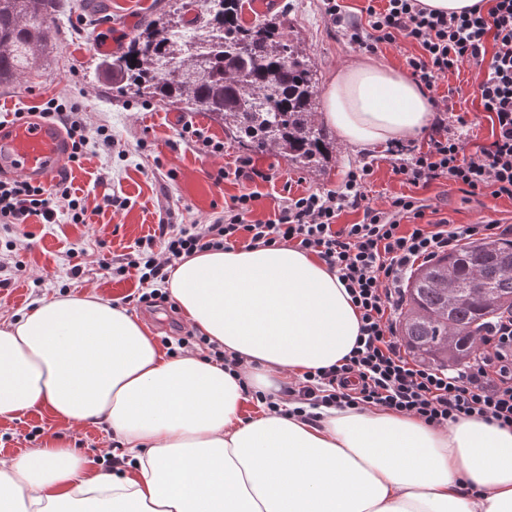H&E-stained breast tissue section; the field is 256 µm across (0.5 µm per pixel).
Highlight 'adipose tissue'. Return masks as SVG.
<instances>
[{"label":"adipose tissue","mask_w":512,"mask_h":512,"mask_svg":"<svg viewBox=\"0 0 512 512\" xmlns=\"http://www.w3.org/2000/svg\"><path fill=\"white\" fill-rule=\"evenodd\" d=\"M431 114L426 89L365 57L332 77L321 118L367 149L414 136ZM165 287L245 370L165 356L92 291L0 321V418L41 408L93 421L127 450L119 474L59 439L0 459V512H512V430L482 419L432 427L331 406L314 421L243 419L246 390L279 394L354 345L357 311L316 255L286 244L199 252Z\"/></svg>","instance_id":"obj_1"}]
</instances>
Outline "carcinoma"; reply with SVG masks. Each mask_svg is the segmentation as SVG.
Returning <instances> with one entry per match:
<instances>
[{
  "label": "carcinoma",
  "mask_w": 512,
  "mask_h": 512,
  "mask_svg": "<svg viewBox=\"0 0 512 512\" xmlns=\"http://www.w3.org/2000/svg\"><path fill=\"white\" fill-rule=\"evenodd\" d=\"M65 9V0H0L1 85L37 70ZM242 9V0H183L174 16L147 21L125 49L105 59V74L123 92L213 117L254 153L276 151L319 172L331 142L315 119L314 63L285 21L248 23ZM450 273L458 289L452 299L438 286ZM472 288L498 302L471 296ZM509 304L512 244L463 246L411 276L401 335L419 360L459 364L476 353V333Z\"/></svg>",
  "instance_id": "cac0c4a2"
}]
</instances>
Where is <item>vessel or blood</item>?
I'll use <instances>...</instances> for the list:
<instances>
[{
  "instance_id": "obj_1",
  "label": "vessel or blood",
  "mask_w": 512,
  "mask_h": 512,
  "mask_svg": "<svg viewBox=\"0 0 512 512\" xmlns=\"http://www.w3.org/2000/svg\"><path fill=\"white\" fill-rule=\"evenodd\" d=\"M69 152L64 132L39 116L0 125V174L46 183L65 173Z\"/></svg>"
}]
</instances>
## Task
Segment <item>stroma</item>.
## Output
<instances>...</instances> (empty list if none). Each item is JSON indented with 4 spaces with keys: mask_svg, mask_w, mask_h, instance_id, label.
Returning <instances> with one entry per match:
<instances>
[{
    "mask_svg": "<svg viewBox=\"0 0 512 512\" xmlns=\"http://www.w3.org/2000/svg\"><path fill=\"white\" fill-rule=\"evenodd\" d=\"M168 0H68L38 62L39 70L29 79L0 87V122L14 113L40 110L49 99L76 106L89 130L107 126L115 142L107 149L90 140L80 163L72 165L67 179L72 192L89 209L85 223H73L59 215L53 225L30 218L25 224H0V320L27 312L40 301L68 293L94 291L103 300L126 307L153 338L190 330L181 310L169 305L146 308L128 302L138 286L136 270L109 274L101 260L130 253L150 244L154 253L163 245L153 234L160 218L175 224H195L222 212L225 201L242 193L257 192L247 222L272 218L283 194L338 189L350 169L372 164L374 174L366 193L371 202L412 195L437 209L439 217L453 224L496 220L512 225V200L489 196L472 197L457 186L441 181L422 189L394 174L387 148L359 150L335 143L323 171L309 172L291 166L274 152L249 154L225 131L222 123L203 113L181 112L155 101L146 102L121 93L99 76L97 67L106 55L119 52L146 17L166 7ZM246 21L279 16L295 39L301 42L317 68L319 89H326L336 71L356 58L343 38V30L324 13L323 0H244ZM476 70L464 67L438 82L439 95H451L454 114L463 116L462 140L466 150L486 144L492 123L479 104ZM192 123L205 135L223 142L224 152L206 156L195 143L182 139L181 129ZM252 158L256 166L271 171L272 181L250 183L225 179L214 183L218 168L235 166L237 159ZM125 200L124 208H101L104 196ZM19 243L8 251V242ZM78 275H70L72 266ZM68 441L93 459H108L117 450L110 433L92 423L73 426L35 410L13 420L0 419V458L15 457L39 446L45 439Z\"/></svg>",
    "mask_w": 512,
    "mask_h": 512,
    "instance_id": "obj_1",
    "label": "stroma"
}]
</instances>
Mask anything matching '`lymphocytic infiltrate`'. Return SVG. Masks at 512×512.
I'll list each match as a JSON object with an SVG mask.
<instances>
[{
    "label": "lymphocytic infiltrate",
    "instance_id": "f902f5d3",
    "mask_svg": "<svg viewBox=\"0 0 512 512\" xmlns=\"http://www.w3.org/2000/svg\"><path fill=\"white\" fill-rule=\"evenodd\" d=\"M365 22L345 26L343 35L358 51L404 40L420 54L407 57L413 78L434 92L438 111L448 99L437 96L440 79L464 66L478 68L480 105L492 122L493 139L465 153L454 125L438 121L426 148L410 147L392 161L395 174L414 186L445 180L470 196L512 200V0H487L459 13L436 12L420 0H385L384 8L367 6ZM42 118L58 123L70 142V162H80L89 142L75 109L49 100ZM373 174L365 164L348 171L335 191L282 197L273 219L246 223L255 193L231 197L220 215L203 224H159L165 258L144 252L129 257L142 286L139 304L167 302L162 292L169 270L197 252L233 247L246 238L249 247L288 244L312 252L336 272L360 318L359 334L342 364L303 373L284 392L300 405L339 408L380 407L413 415L432 426L477 417L512 428V310L483 330L480 348L466 369L452 371L409 358L398 336L403 296L417 264H427L472 242L512 243V225L497 221L452 224L431 221L427 206L414 196H396L386 205L372 204L365 188ZM347 210L361 221L339 224ZM67 211L85 223L87 209L65 182L52 187L23 178L0 179V224H23L37 217L55 223Z\"/></svg>",
    "mask_w": 512,
    "mask_h": 512
}]
</instances>
